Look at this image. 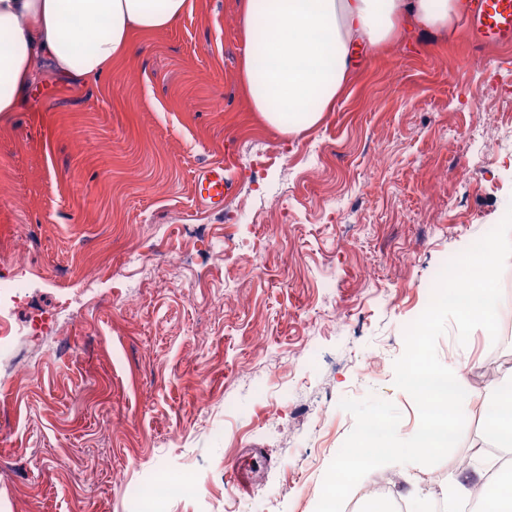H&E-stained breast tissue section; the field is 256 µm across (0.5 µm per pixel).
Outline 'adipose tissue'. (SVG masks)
I'll use <instances>...</instances> for the list:
<instances>
[{
    "label": "adipose tissue",
    "mask_w": 512,
    "mask_h": 512,
    "mask_svg": "<svg viewBox=\"0 0 512 512\" xmlns=\"http://www.w3.org/2000/svg\"><path fill=\"white\" fill-rule=\"evenodd\" d=\"M190 0H0V113L17 111L42 57L79 82L108 72L129 49V34L172 26ZM462 0H242L239 15L246 44L241 80L252 108L284 134L317 125L332 109L350 74L371 48L404 27H447ZM512 257V226L463 253L453 273V307L460 326L492 328L497 311L498 269ZM446 307L433 300L408 338L404 379L422 396L420 437L401 456L447 447L458 416L469 401L461 389L464 367L443 370L448 391L429 377L433 368L427 338ZM483 407V445L474 451L479 467L450 476L442 489L448 512L472 504L473 512H512V466L495 467L489 447L512 450V371L478 392ZM388 439L359 433L328 474L318 512H336L337 488L351 487L359 473L376 466Z\"/></svg>",
    "instance_id": "adipose-tissue-1"
}]
</instances>
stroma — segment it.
<instances>
[{"instance_id": "35a3bbf8", "label": "stroma", "mask_w": 512, "mask_h": 512, "mask_svg": "<svg viewBox=\"0 0 512 512\" xmlns=\"http://www.w3.org/2000/svg\"><path fill=\"white\" fill-rule=\"evenodd\" d=\"M240 5L190 0L78 85L35 59L0 114V277L29 281L9 318L37 366L0 369V512H140L150 474L184 469L200 492L167 512H317L373 413L396 445L418 432L408 334L450 257L512 217V50L475 51L461 23L393 40L285 135L240 80ZM218 163L233 188L215 210L196 180ZM498 280L493 330L449 310L428 338L434 366L466 363L469 391L512 367V260ZM41 311L57 335L29 336ZM481 437L473 401L447 450L383 457L339 506L382 479L443 487Z\"/></svg>"}]
</instances>
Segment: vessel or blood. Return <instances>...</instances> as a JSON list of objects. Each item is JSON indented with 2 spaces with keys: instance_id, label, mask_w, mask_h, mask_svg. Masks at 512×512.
<instances>
[{
  "instance_id": "vessel-or-blood-1",
  "label": "vessel or blood",
  "mask_w": 512,
  "mask_h": 512,
  "mask_svg": "<svg viewBox=\"0 0 512 512\" xmlns=\"http://www.w3.org/2000/svg\"><path fill=\"white\" fill-rule=\"evenodd\" d=\"M466 23L472 43L479 48L512 45V0H468ZM232 186L223 167L205 171L199 179L200 195L209 205H223Z\"/></svg>"
}]
</instances>
